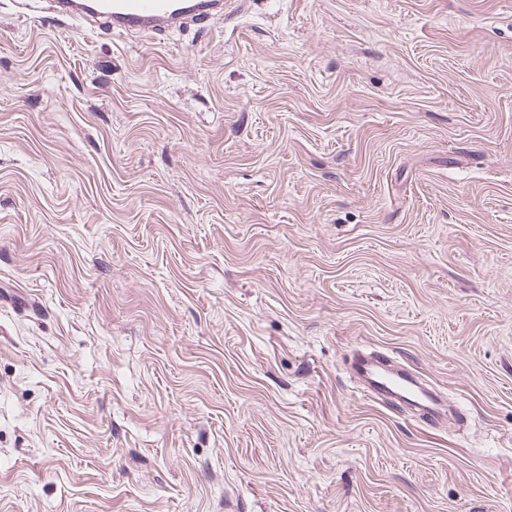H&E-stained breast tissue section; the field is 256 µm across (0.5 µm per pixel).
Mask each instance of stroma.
<instances>
[{
    "mask_svg": "<svg viewBox=\"0 0 512 512\" xmlns=\"http://www.w3.org/2000/svg\"><path fill=\"white\" fill-rule=\"evenodd\" d=\"M0 0V512H512V0ZM454 414L362 398L355 349ZM220 0H54L56 12L84 19L94 14L117 32L152 33L179 19L205 18Z\"/></svg>",
    "mask_w": 512,
    "mask_h": 512,
    "instance_id": "1",
    "label": "stroma"
}]
</instances>
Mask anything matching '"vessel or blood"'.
Returning <instances> with one entry per match:
<instances>
[{"label": "vessel or blood", "instance_id": "vessel-or-blood-1", "mask_svg": "<svg viewBox=\"0 0 512 512\" xmlns=\"http://www.w3.org/2000/svg\"><path fill=\"white\" fill-rule=\"evenodd\" d=\"M56 11L79 19L95 15L114 31L151 33L179 19L209 15L220 0H54ZM354 376L364 395L385 399L411 409L422 419L438 422L447 414L440 393L422 383L412 373L396 369L384 359L357 354Z\"/></svg>", "mask_w": 512, "mask_h": 512}]
</instances>
